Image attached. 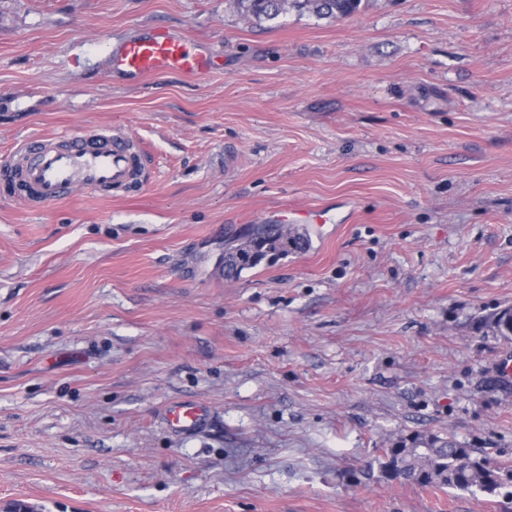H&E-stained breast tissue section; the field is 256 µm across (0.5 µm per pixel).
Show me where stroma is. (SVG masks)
Segmentation results:
<instances>
[{
    "mask_svg": "<svg viewBox=\"0 0 512 512\" xmlns=\"http://www.w3.org/2000/svg\"><path fill=\"white\" fill-rule=\"evenodd\" d=\"M156 26L218 69L114 73ZM111 126L147 158L126 197L0 193V512H512L364 474L436 436L512 469V0H0V160ZM288 209L329 219L225 277ZM361 0H235L244 17L261 23L288 12L289 9L308 11L320 18L340 17L353 13ZM305 239L295 236L284 224H265L257 234L224 253V275L234 277L243 270L257 266L263 259L288 253V249L299 248ZM164 421L172 431L191 435L207 426L209 412L205 406L197 403H176L166 408Z\"/></svg>",
    "mask_w": 512,
    "mask_h": 512,
    "instance_id": "1",
    "label": "stroma"
}]
</instances>
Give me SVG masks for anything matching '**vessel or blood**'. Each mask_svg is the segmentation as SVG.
<instances>
[{"mask_svg":"<svg viewBox=\"0 0 512 512\" xmlns=\"http://www.w3.org/2000/svg\"><path fill=\"white\" fill-rule=\"evenodd\" d=\"M110 62L113 71L135 81L163 72L195 77L213 68L211 57L197 44L163 29L111 50ZM0 173L18 185L22 202L43 207L76 189L95 195L129 191L145 180L147 166L136 141L113 126L96 133L64 129L51 136H27L0 161ZM164 421L172 431L191 435L207 426L209 412L193 402L176 403L166 408Z\"/></svg>","mask_w":512,"mask_h":512,"instance_id":"vessel-or-blood-1","label":"vessel or blood"}]
</instances>
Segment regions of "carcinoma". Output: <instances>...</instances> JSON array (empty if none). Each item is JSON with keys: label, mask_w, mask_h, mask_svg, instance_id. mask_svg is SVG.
Masks as SVG:
<instances>
[{"label": "carcinoma", "mask_w": 512, "mask_h": 512, "mask_svg": "<svg viewBox=\"0 0 512 512\" xmlns=\"http://www.w3.org/2000/svg\"><path fill=\"white\" fill-rule=\"evenodd\" d=\"M360 0H235L244 17L270 21L290 9L308 11L320 18L340 17L353 13ZM305 239L283 224H266L257 234L224 253V275L234 277L257 266L266 258L299 248ZM381 477L388 482L440 485L454 490L493 493L500 483L499 468L485 456H477L454 438L432 437L411 445H399L384 452L379 461Z\"/></svg>", "instance_id": "carcinoma-1"}]
</instances>
